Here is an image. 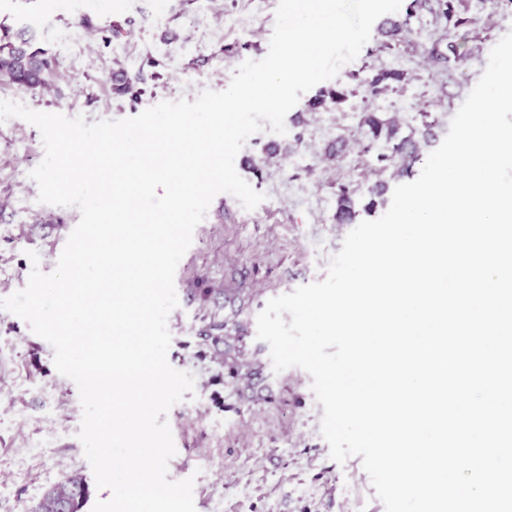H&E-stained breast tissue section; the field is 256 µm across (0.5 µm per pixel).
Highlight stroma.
<instances>
[{"instance_id": "35a3bbf8", "label": "stroma", "mask_w": 512, "mask_h": 512, "mask_svg": "<svg viewBox=\"0 0 512 512\" xmlns=\"http://www.w3.org/2000/svg\"><path fill=\"white\" fill-rule=\"evenodd\" d=\"M0 0V24L28 29L54 60L36 90L0 86V99L87 122L138 115L162 101L196 100L225 90L241 63L266 56L278 0ZM408 37L390 40L377 19L358 57L336 78L303 93L285 117V134L252 135L235 159L238 174L265 199L244 209L227 193L197 226V247L183 257L187 304L167 320L168 361L194 377L192 393L168 412L179 451L173 481L194 478L196 512H385L360 458L337 463L321 435L323 414L301 368L274 372L253 317L270 293L324 280L351 227L336 221V191L354 187L358 220L379 218L407 176L377 165L359 129L364 108L394 117L399 137L422 158L444 140L453 116L484 71L493 46L512 30V0H454L464 25L447 28L424 0L407 13ZM456 45L460 57L437 63L431 46ZM402 72L400 91L366 100L356 73ZM134 77V92L114 90ZM347 102L323 101L332 88ZM44 158L39 130L19 118L0 122V299L22 289L37 252L51 272L53 250L77 208L38 202L29 176ZM384 185L379 197L370 190ZM372 212H365L367 203ZM82 406L75 383L60 375L49 343L23 319L0 309V512H31L44 492L80 473L93 479L78 437Z\"/></svg>"}]
</instances>
